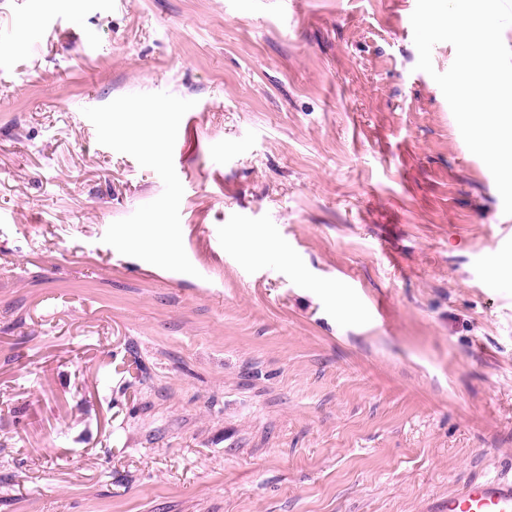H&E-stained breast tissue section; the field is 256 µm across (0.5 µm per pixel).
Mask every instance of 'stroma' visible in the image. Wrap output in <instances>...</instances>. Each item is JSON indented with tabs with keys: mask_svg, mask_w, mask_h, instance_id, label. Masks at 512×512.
<instances>
[{
	"mask_svg": "<svg viewBox=\"0 0 512 512\" xmlns=\"http://www.w3.org/2000/svg\"><path fill=\"white\" fill-rule=\"evenodd\" d=\"M416 0H0V512H427L512 475V215ZM192 100L196 275L86 107ZM260 230L284 260L245 258Z\"/></svg>",
	"mask_w": 512,
	"mask_h": 512,
	"instance_id": "1",
	"label": "stroma"
}]
</instances>
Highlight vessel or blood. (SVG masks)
Returning a JSON list of instances; mask_svg holds the SVG:
<instances>
[{
	"label": "vessel or blood",
	"instance_id": "obj_1",
	"mask_svg": "<svg viewBox=\"0 0 512 512\" xmlns=\"http://www.w3.org/2000/svg\"><path fill=\"white\" fill-rule=\"evenodd\" d=\"M444 512H512V477L472 480L448 496Z\"/></svg>",
	"mask_w": 512,
	"mask_h": 512
}]
</instances>
